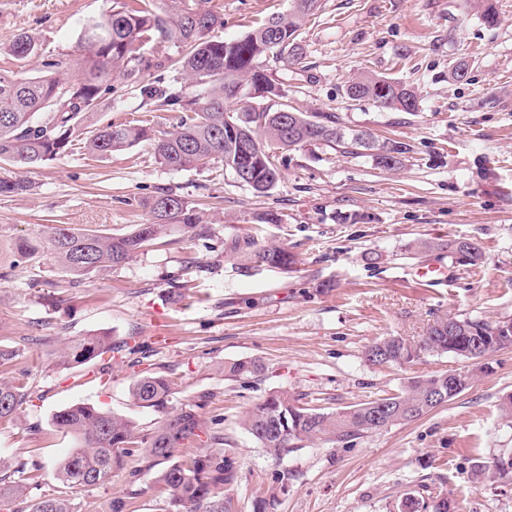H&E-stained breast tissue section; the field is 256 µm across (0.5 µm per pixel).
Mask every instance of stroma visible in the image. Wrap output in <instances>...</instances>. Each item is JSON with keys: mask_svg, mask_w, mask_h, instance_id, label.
Here are the masks:
<instances>
[{"mask_svg": "<svg viewBox=\"0 0 512 512\" xmlns=\"http://www.w3.org/2000/svg\"><path fill=\"white\" fill-rule=\"evenodd\" d=\"M493 3L498 22L491 26L467 0H322L303 28L301 58L268 62L266 72L290 106L409 143L413 152L398 172L313 143L287 151L277 185L259 195L220 162L173 170L144 144L94 158L78 140L68 155L27 170L29 194L0 197V348L17 350L8 370L29 391L19 418L0 421V457L40 464L32 497L68 493L53 467L73 440L53 418L89 404L144 430L166 412L196 409L238 462L231 512H256L282 472L290 476L288 491L272 512H399L408 495L430 504L445 496L459 512H512V484L474 469L476 459L512 448V424L500 411L512 394V348L490 357L447 404L343 446L313 442L275 457L241 425L274 390L329 412L399 393L412 377L462 368L450 354H424L400 367L371 364L366 352L389 335L419 340L444 315L512 316V0ZM113 4L0 0V68L10 66V43L21 32L39 44L23 63L28 74L76 56L85 21ZM176 5L214 12L224 21L215 36L232 40L287 12L289 0H150L164 20ZM180 52L167 39L142 44L148 67L136 81L113 80L93 124L142 118L154 130H174L175 113L145 104L140 88L162 63L168 83L195 93L173 65ZM461 58L470 63L469 77L451 81L448 71ZM362 72L415 87L419 110L348 100L346 83ZM164 190L206 214V238L160 235L128 263L76 285L59 276L50 256L11 263V242L48 225L128 234L146 222L149 202ZM247 237L294 254L293 271L239 272L235 243ZM456 238L476 242L484 262L462 265L406 250L416 239ZM372 252L378 264L367 263ZM192 264L197 277L179 291ZM428 265L443 269L444 279L419 281L417 269ZM57 297L62 306L54 305ZM99 332L127 348L98 360V375L56 366L65 339ZM237 359L259 361L261 373L225 379L223 363ZM145 371L171 380L166 409L133 401L132 383ZM71 496L78 512H107L117 496L125 512H162L164 500L140 458L107 487Z\"/></svg>", "mask_w": 512, "mask_h": 512, "instance_id": "obj_1", "label": "stroma"}]
</instances>
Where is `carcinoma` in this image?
I'll list each match as a JSON object with an SVG mask.
<instances>
[{
  "label": "carcinoma",
  "mask_w": 512,
  "mask_h": 512,
  "mask_svg": "<svg viewBox=\"0 0 512 512\" xmlns=\"http://www.w3.org/2000/svg\"><path fill=\"white\" fill-rule=\"evenodd\" d=\"M133 2V6H115L89 20L81 33L80 54L46 63L41 75L0 69V169L5 165L39 167L68 153L74 139L81 136L87 153L100 158L145 143L160 164L174 170L201 168L217 160L235 174L243 171L245 176L239 181L266 194L279 181V155L311 142L340 147L354 157L369 156L386 171L400 169L413 152L411 145L401 141L349 132L333 114L293 108L283 101V89L265 73L262 61L269 57L297 58L301 28L321 0H291L288 13L233 40L212 35L220 21L208 11L175 12L165 27L147 8L146 0ZM156 35L182 44L185 53L177 64L200 88V93L187 96L164 84L162 73L154 84L141 87L143 97L156 107L179 113L175 130L157 133L138 120L88 126L87 119L98 110L102 94L112 89V79H136L144 64L138 46ZM36 51V40L27 32L15 35L10 45L17 62ZM345 92L351 100L367 99L401 112H415L420 105L414 88L384 75L356 76L347 82ZM256 94L269 104L252 105ZM44 113L47 119L35 120ZM32 189L33 184L22 175L0 176L1 196H22ZM204 223L196 206L164 191L150 203L147 223L123 237L54 225L43 236L16 239L14 262L33 259L46 246L60 272L78 281L127 263L167 230L202 236ZM407 251L417 255L446 252L449 258L471 266L484 261L481 248L469 240L420 239L407 244ZM239 262L241 271L249 274L262 267L287 270L295 264V257L284 248L258 247L248 239L239 250ZM510 347L511 317L443 316L419 341L387 336L373 343L366 356L374 365L410 363L422 353H450L470 361L476 351L490 358ZM110 349L112 342L105 334L70 339L59 352V363L69 368L88 365ZM15 358L16 352L0 349V419L17 417L28 397L5 370ZM261 370L262 365L252 359L224 363V376L234 381L253 378ZM474 376L475 371L468 369L458 383L446 372L412 378L398 394L335 412L302 404L286 390L274 391L244 417L242 426L275 457L314 441L347 444L376 431L378 414L386 428L421 418L441 406L434 394L441 392L450 401L468 388ZM171 392V382L153 374L132 385L131 397L144 408L163 409ZM54 424L76 443L54 468L55 479L64 486L75 491L105 487L126 459L144 457L149 467L161 466L154 480L168 494L163 512H230L231 499L224 493L237 480L236 460L221 448L224 439L215 431L207 432L193 410L170 412L157 426L140 430L125 417L77 404L58 412ZM192 443L199 445V452L179 454V449ZM10 467L8 460L0 458V508L27 500L26 484L6 474ZM475 471L489 479L512 478V448L490 461L478 462ZM9 512L75 510L69 498L43 495L29 507Z\"/></svg>",
  "instance_id": "1"
}]
</instances>
